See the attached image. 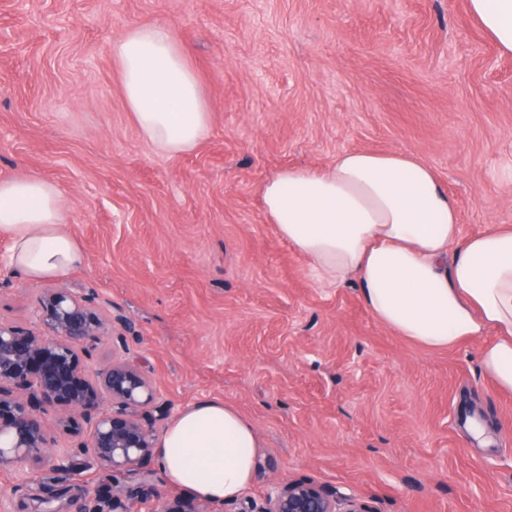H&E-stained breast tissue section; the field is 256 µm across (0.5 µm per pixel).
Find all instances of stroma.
Segmentation results:
<instances>
[{"label":"stroma","instance_id":"obj_1","mask_svg":"<svg viewBox=\"0 0 512 512\" xmlns=\"http://www.w3.org/2000/svg\"><path fill=\"white\" fill-rule=\"evenodd\" d=\"M166 26L211 112L193 151L143 140L112 47ZM350 149L419 157L463 236L512 225V54L467 0H0V180L51 181L84 261L59 284L110 327L92 352L139 365L172 413L234 405L260 441L240 512L310 481L369 512H512V394L480 342L433 352L378 325L356 287L323 288L259 187ZM49 284L0 266V319L32 326ZM111 479L82 454L0 491L33 504Z\"/></svg>","mask_w":512,"mask_h":512}]
</instances>
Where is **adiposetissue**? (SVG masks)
<instances>
[{
	"instance_id": "adipose-tissue-1",
	"label": "adipose tissue",
	"mask_w": 512,
	"mask_h": 512,
	"mask_svg": "<svg viewBox=\"0 0 512 512\" xmlns=\"http://www.w3.org/2000/svg\"><path fill=\"white\" fill-rule=\"evenodd\" d=\"M469 9L512 52V0H469ZM113 55L144 140L167 154L195 149L211 114L178 40L160 25L135 27ZM260 193L268 222L317 284L357 283L374 320L421 348L482 340V370L512 394V225L462 237L454 198L429 164L404 152L346 150L323 170L283 169ZM0 235L9 243L0 259L31 280L61 279L83 261L62 196L42 178L0 181ZM258 448L248 418L202 400L171 421L156 454L168 485L224 502L250 487Z\"/></svg>"
}]
</instances>
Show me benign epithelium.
Returning a JSON list of instances; mask_svg holds the SVG:
<instances>
[{
  "mask_svg": "<svg viewBox=\"0 0 512 512\" xmlns=\"http://www.w3.org/2000/svg\"><path fill=\"white\" fill-rule=\"evenodd\" d=\"M103 323L88 301L63 287L45 293L35 326L20 328L0 321V469L30 480L45 467H59L69 449L57 447L55 434L88 439L78 448L104 472L139 475L148 489L134 496L116 486L112 494L97 493L81 512H134L158 498L149 474L140 470L153 455L156 423L142 421L147 405L158 420L169 408L137 365L118 357L100 366L84 360L98 341ZM62 407L53 422L47 409ZM162 512H208L194 498H175ZM257 512H369L355 498L336 495L310 482L278 484L266 494Z\"/></svg>",
  "mask_w": 512,
  "mask_h": 512,
  "instance_id": "benign-epithelium-1",
  "label": "benign epithelium"
}]
</instances>
